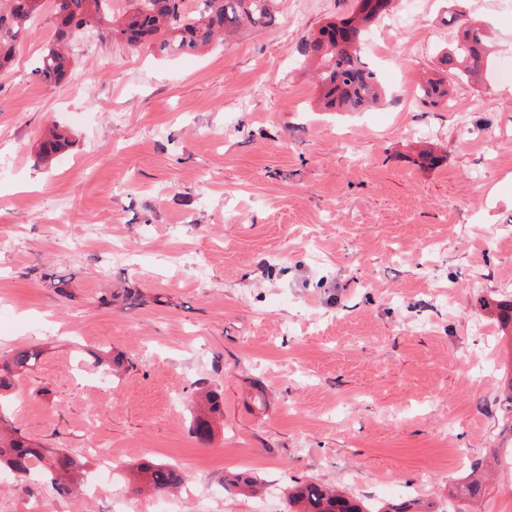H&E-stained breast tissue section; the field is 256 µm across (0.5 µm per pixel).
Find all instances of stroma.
I'll return each instance as SVG.
<instances>
[{
  "label": "stroma",
  "mask_w": 512,
  "mask_h": 512,
  "mask_svg": "<svg viewBox=\"0 0 512 512\" xmlns=\"http://www.w3.org/2000/svg\"><path fill=\"white\" fill-rule=\"evenodd\" d=\"M273 6L190 56L84 35L58 87L33 72L42 19L0 72V355L43 351L5 424L179 465L183 512H287L309 477L372 506L512 512V353L489 313L512 299V13L395 0L361 46L385 97L326 112L300 46L353 0ZM459 11L493 66L430 108L418 84ZM52 125L73 143L42 161ZM102 348L128 369L88 363ZM204 386L224 401L206 444L188 431ZM495 456L479 497L458 493ZM240 470L267 493L227 492ZM0 512L105 509L33 476L0 482Z\"/></svg>",
  "instance_id": "stroma-1"
}]
</instances>
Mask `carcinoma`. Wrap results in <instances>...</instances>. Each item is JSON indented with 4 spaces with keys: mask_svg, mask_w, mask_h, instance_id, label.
<instances>
[{
    "mask_svg": "<svg viewBox=\"0 0 512 512\" xmlns=\"http://www.w3.org/2000/svg\"><path fill=\"white\" fill-rule=\"evenodd\" d=\"M45 0H0V70L14 60L16 44L31 29ZM130 8L121 19L112 18V0H52L48 12L56 42L41 55L35 69L48 85L64 83L71 71V57L61 45L91 31L97 38L125 44L154 46L162 53L191 55L214 39L242 27L266 28L274 24V0H129ZM394 0H355L353 11L338 20L325 22L301 46L305 59L317 63L316 81L329 110L357 111L380 96L374 72L362 61L360 45L367 27L390 11ZM484 32L461 24L453 44L442 54L443 68L419 85L420 101L428 106L448 104V76L471 79L491 60ZM68 146L57 130L41 142L38 155L49 158ZM40 358L37 350L23 349L0 358L1 401L10 397L16 377L31 369ZM98 367L118 371L129 364L123 352L106 351L95 356ZM224 413L216 391L199 396L191 434L201 443L210 442L212 423ZM52 490L71 496L77 492V476L86 462L63 451L43 448L13 433L0 432V469L20 479L31 469ZM135 491L145 484L155 493H166L181 484L179 467L165 462L145 461L132 472ZM288 512H363L360 504L342 490L329 489L314 479L300 481L288 494Z\"/></svg>",
    "mask_w": 512,
    "mask_h": 512,
    "instance_id": "cac0c4a2",
    "label": "carcinoma"
}]
</instances>
